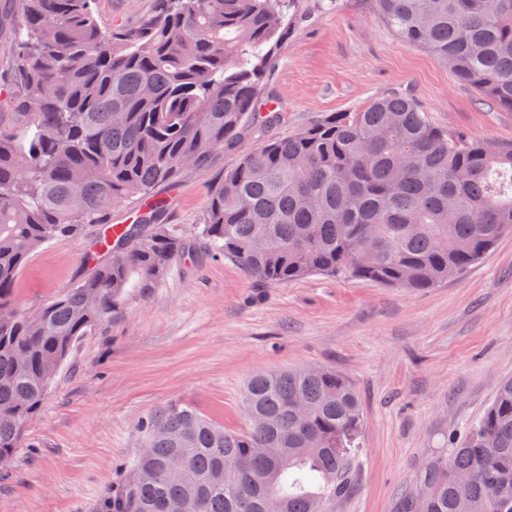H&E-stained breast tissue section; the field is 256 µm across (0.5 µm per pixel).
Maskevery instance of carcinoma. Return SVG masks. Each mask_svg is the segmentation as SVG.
Segmentation results:
<instances>
[{
  "instance_id": "carcinoma-1",
  "label": "carcinoma",
  "mask_w": 512,
  "mask_h": 512,
  "mask_svg": "<svg viewBox=\"0 0 512 512\" xmlns=\"http://www.w3.org/2000/svg\"><path fill=\"white\" fill-rule=\"evenodd\" d=\"M8 101L0 113V461L23 446L74 345L127 299L148 295L190 245L169 203L103 232L89 273L27 314L13 296L48 241L109 223L112 205L156 196L250 130L279 121L263 100L288 37L289 0H156L111 25L97 0H16ZM407 43L512 110V0H378ZM512 231V144L431 125L392 93L243 154L208 198L201 236L269 283L312 275L431 288ZM249 427L189 405L145 419L146 450L98 512H327L350 488L358 393L334 371L257 373ZM405 512H512V380L464 438L423 471Z\"/></svg>"
}]
</instances>
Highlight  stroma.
Segmentation results:
<instances>
[{
  "label": "stroma",
  "mask_w": 512,
  "mask_h": 512,
  "mask_svg": "<svg viewBox=\"0 0 512 512\" xmlns=\"http://www.w3.org/2000/svg\"><path fill=\"white\" fill-rule=\"evenodd\" d=\"M290 27L266 88L279 122L159 187L167 222L190 251L148 297L131 292L75 345L26 424L23 447L0 466V512H97L141 454L147 416L188 404L243 429L247 381L305 366L341 374L362 404L351 491L330 512H397L419 472L512 378V232L421 289L327 276L264 284L198 235L214 186L241 153L392 92L415 99L450 134L512 142V110L403 41L378 0H293ZM101 231L96 224L44 244L20 274L15 304L35 311L77 283Z\"/></svg>",
  "instance_id": "obj_1"
}]
</instances>
